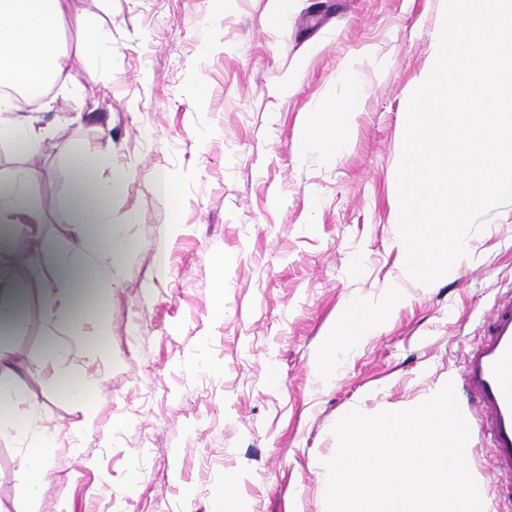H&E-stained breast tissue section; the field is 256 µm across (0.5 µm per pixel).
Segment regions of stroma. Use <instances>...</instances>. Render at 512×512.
<instances>
[{"label":"stroma","mask_w":512,"mask_h":512,"mask_svg":"<svg viewBox=\"0 0 512 512\" xmlns=\"http://www.w3.org/2000/svg\"><path fill=\"white\" fill-rule=\"evenodd\" d=\"M439 5L294 0L270 30L268 0H63L65 81L81 93L51 109L18 104L43 134L34 154L0 143V185L27 169L41 213L25 259L0 251V273L26 301L0 347L18 361L8 385L51 437L32 499L24 447L0 436V512H216L214 491L236 471L252 512H322L332 427L349 408L373 415L460 385L469 343L512 293V202L486 213L459 276L414 288L398 263L391 193L404 103ZM85 18L111 27L109 65L82 55ZM349 62L365 91L351 144L297 157L305 112L343 96ZM291 72L296 88L281 93ZM76 145L105 150L102 179L125 173L109 207L131 247L106 309L51 317L53 253L74 238L65 202ZM165 171L176 177L168 196L156 190ZM392 285L408 303L321 385L311 364L337 315ZM102 332L108 360L92 354ZM73 369L102 382L81 404L56 377Z\"/></svg>","instance_id":"stroma-1"}]
</instances>
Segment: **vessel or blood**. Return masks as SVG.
Listing matches in <instances>:
<instances>
[{
  "label": "vessel or blood",
  "mask_w": 512,
  "mask_h": 512,
  "mask_svg": "<svg viewBox=\"0 0 512 512\" xmlns=\"http://www.w3.org/2000/svg\"><path fill=\"white\" fill-rule=\"evenodd\" d=\"M462 386L482 429L490 435V460L507 476L499 494L512 500V295L498 300L481 340L464 355Z\"/></svg>",
  "instance_id": "1"
}]
</instances>
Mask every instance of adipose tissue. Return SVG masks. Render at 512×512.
<instances>
[{
  "label": "adipose tissue",
  "mask_w": 512,
  "mask_h": 512,
  "mask_svg": "<svg viewBox=\"0 0 512 512\" xmlns=\"http://www.w3.org/2000/svg\"><path fill=\"white\" fill-rule=\"evenodd\" d=\"M62 0H0V142L11 146L20 156L32 153L40 132L31 123L13 119L15 104L3 95L10 87L24 97L39 99L60 81L69 67V57L61 43ZM340 80L345 86L341 98L313 105L294 136V152L304 155L315 149L332 157L344 152L350 143L356 120L364 102V88L355 65L343 67ZM76 185L69 201L71 222L78 235L76 252L57 257L55 277L61 292H48L50 306L70 308L82 314L86 306L107 307L112 286L111 263L119 262L126 243L112 223L106 206L109 199L122 191L123 176L104 181L98 178V153L82 148L72 151ZM40 215L32 208L27 189V174L20 171L0 187V223L8 225L9 248H17L25 239L24 227L36 224ZM90 224H105L109 232L100 246H91L83 231ZM108 255V267H99L98 252ZM408 301L406 293L392 290L377 301H356L337 317L318 354L314 373L325 383L335 377L336 359L343 352L381 334L392 314ZM0 434L26 440L28 448L23 464L29 475L28 493L39 497L44 469L43 450L48 436L37 429L34 408L20 406L14 394L0 386Z\"/></svg>",
  "instance_id": "ef3b65f1"
}]
</instances>
